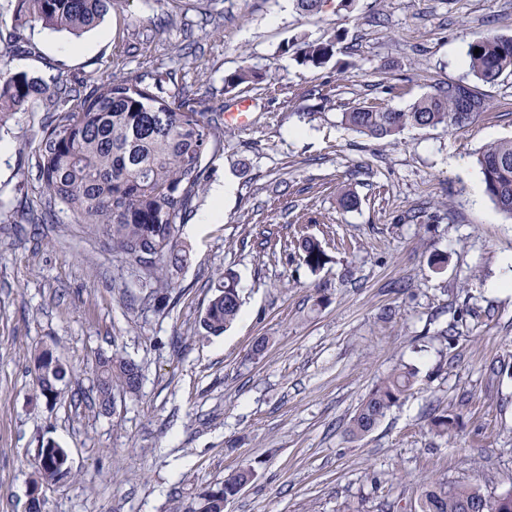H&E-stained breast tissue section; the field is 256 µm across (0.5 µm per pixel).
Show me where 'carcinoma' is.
<instances>
[{"instance_id": "obj_1", "label": "carcinoma", "mask_w": 512, "mask_h": 512, "mask_svg": "<svg viewBox=\"0 0 512 512\" xmlns=\"http://www.w3.org/2000/svg\"><path fill=\"white\" fill-rule=\"evenodd\" d=\"M120 0H17L19 17L56 31L77 34L97 26ZM480 53H474L475 49ZM336 40L300 41L295 54L303 65L319 68L334 56ZM8 49L0 51V124L48 91L40 79L8 67ZM467 78L438 87L417 98L405 111L381 105L355 107L341 113V124L376 139L407 129L442 127L461 130L488 109L479 85H491L512 73V37L480 34L467 50ZM261 74L241 67L224 78V89L257 84ZM172 72L147 66L134 78L100 83L89 74L68 99L45 119L34 151V167L49 200L63 205L87 234L104 237L123 267L155 291L175 287L174 272L189 259L178 220L192 212L202 190L208 161L224 153V128L219 109L195 95L175 96ZM485 193L495 207L512 218V138L486 145L477 157ZM305 264L313 270L326 263L321 242L311 236L297 240ZM212 296L200 316L205 334L220 336L237 319L240 296L236 275L224 271L211 285ZM44 374L40 394L55 400L64 369L44 351L36 356ZM416 372L394 370L363 399L352 417L350 432L373 430L386 412L412 390ZM142 369L118 354L103 355L96 365V396L108 411L116 396L139 390ZM39 485L71 477L63 448H39L35 462ZM254 479L240 468L224 484L198 495V508L188 512H224V503ZM419 512H512L502 496L467 483L425 487Z\"/></svg>"}]
</instances>
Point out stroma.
I'll return each instance as SVG.
<instances>
[{
	"instance_id": "1",
	"label": "stroma",
	"mask_w": 512,
	"mask_h": 512,
	"mask_svg": "<svg viewBox=\"0 0 512 512\" xmlns=\"http://www.w3.org/2000/svg\"><path fill=\"white\" fill-rule=\"evenodd\" d=\"M15 2L0 0V36L22 44L10 66L50 91L0 130V512H28L48 441L72 478L44 488V512H187L241 467L255 477L224 512H418L433 482L512 491V219L471 180L480 149L512 137V74L483 86L488 111L459 131L387 140L340 123L461 79L475 35L512 36V0H329L309 16L293 0H121L78 37L18 25ZM331 37L322 67L297 61L294 41ZM144 59L208 105L246 99L252 113L210 163L208 184L236 187L223 218L203 223L202 192L183 219L190 259L154 295L105 238L48 206L33 166L57 89L135 76ZM242 66L263 81L225 91ZM304 235L323 245L320 269L295 247ZM227 269L240 314L202 335L209 284ZM44 349L67 370L53 401L34 382ZM115 352L142 384L106 413L94 369ZM403 364L412 391L350 435L361 401ZM443 412L456 423L440 436L429 420Z\"/></svg>"
}]
</instances>
